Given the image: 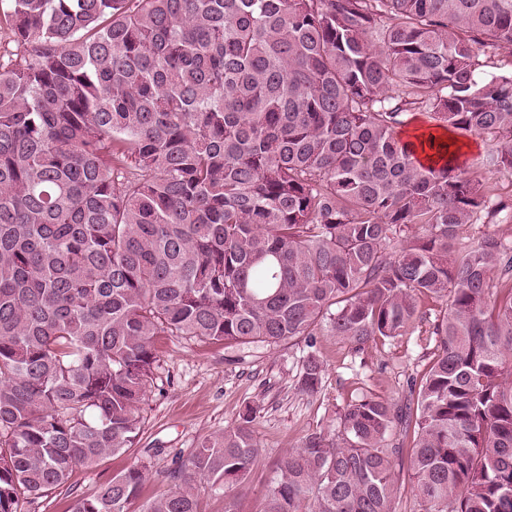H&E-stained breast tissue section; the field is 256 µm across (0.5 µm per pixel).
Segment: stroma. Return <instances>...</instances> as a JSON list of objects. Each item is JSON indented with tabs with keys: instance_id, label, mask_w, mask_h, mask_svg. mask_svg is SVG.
I'll list each match as a JSON object with an SVG mask.
<instances>
[{
	"instance_id": "stroma-1",
	"label": "stroma",
	"mask_w": 512,
	"mask_h": 512,
	"mask_svg": "<svg viewBox=\"0 0 512 512\" xmlns=\"http://www.w3.org/2000/svg\"><path fill=\"white\" fill-rule=\"evenodd\" d=\"M160 366L155 389L140 408L141 432L132 448L90 469L76 470L67 487L49 491L28 512H69L75 497L92 494L127 467H144L141 498L167 489V471L176 456H188L209 434L236 424L253 406L254 437L260 462L237 512H259L280 457L303 436L337 429L336 411L362 395L391 402L409 394L408 381L420 376L431 349L417 336H400L357 351L333 336L276 345L209 343L163 336L157 342ZM316 352L324 375L319 391L301 393L297 381L308 352Z\"/></svg>"
}]
</instances>
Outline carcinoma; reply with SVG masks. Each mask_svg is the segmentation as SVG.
I'll return each instance as SVG.
<instances>
[{
  "mask_svg": "<svg viewBox=\"0 0 512 512\" xmlns=\"http://www.w3.org/2000/svg\"><path fill=\"white\" fill-rule=\"evenodd\" d=\"M0 512L132 447L158 336L358 349L434 340L409 402L374 394L278 461L260 512H512V0H0ZM434 125L400 138L416 110ZM493 142L469 160L441 131ZM438 158L425 164L419 153ZM445 300L423 327L421 302ZM310 353L299 389L315 393ZM253 411L134 511L137 465L70 512H224ZM399 429L412 436L388 441ZM472 176L476 179L491 185L495 189L499 199L509 201L512 199V174L508 172H496L485 169L473 170Z\"/></svg>",
  "mask_w": 512,
  "mask_h": 512,
  "instance_id": "carcinoma-1",
  "label": "carcinoma"
}]
</instances>
